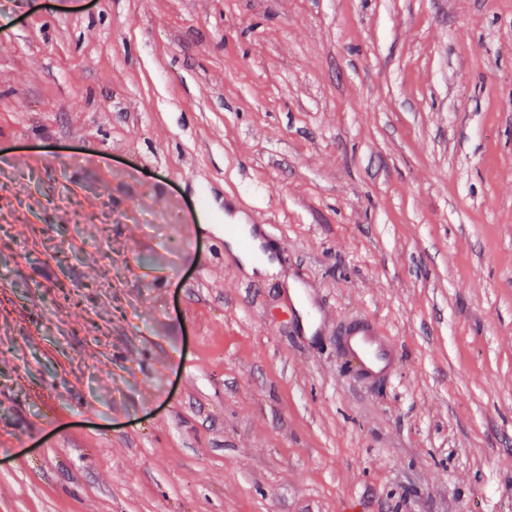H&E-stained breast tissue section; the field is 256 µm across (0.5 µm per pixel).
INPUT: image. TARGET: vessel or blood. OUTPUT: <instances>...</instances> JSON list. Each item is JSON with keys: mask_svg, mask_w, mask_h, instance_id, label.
<instances>
[{"mask_svg": "<svg viewBox=\"0 0 512 512\" xmlns=\"http://www.w3.org/2000/svg\"><path fill=\"white\" fill-rule=\"evenodd\" d=\"M336 343L366 384L379 385L395 377L399 368L397 345L374 321L363 319L346 326L338 332Z\"/></svg>", "mask_w": 512, "mask_h": 512, "instance_id": "vessel-or-blood-1", "label": "vessel or blood"}]
</instances>
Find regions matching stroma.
<instances>
[{
  "label": "stroma",
  "instance_id": "1",
  "mask_svg": "<svg viewBox=\"0 0 512 512\" xmlns=\"http://www.w3.org/2000/svg\"><path fill=\"white\" fill-rule=\"evenodd\" d=\"M0 512H512V0H0ZM336 344L352 362L357 377L366 384L379 385L397 374V345L370 319L360 320L340 330Z\"/></svg>",
  "mask_w": 512,
  "mask_h": 512
}]
</instances>
